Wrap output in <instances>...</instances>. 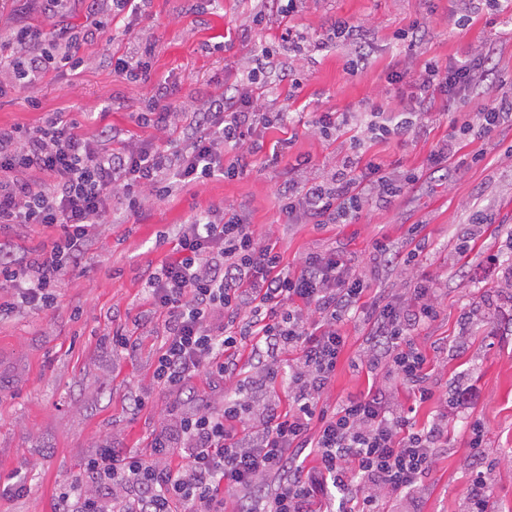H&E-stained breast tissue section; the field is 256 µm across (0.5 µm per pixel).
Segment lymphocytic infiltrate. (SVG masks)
Masks as SVG:
<instances>
[{
  "instance_id": "obj_1",
  "label": "lymphocytic infiltrate",
  "mask_w": 512,
  "mask_h": 512,
  "mask_svg": "<svg viewBox=\"0 0 512 512\" xmlns=\"http://www.w3.org/2000/svg\"><path fill=\"white\" fill-rule=\"evenodd\" d=\"M48 28L0 32V79L12 88L35 91L49 71L75 70L82 61L66 22L70 0H39ZM302 0H261L241 27L242 40L282 22L278 42L297 47L304 35L290 20ZM136 0H93L87 35L105 34L109 24L137 14ZM262 69L249 70L239 84L199 100L191 122L184 107L163 95L140 114L148 137L114 147L110 125L86 136L80 124L62 115L34 129L0 127V230L21 224H57L62 236L49 250L26 258L0 248V318L20 310H49L62 278L83 256L95 225L109 223L112 200L125 212L169 196L183 184L213 177L233 179L248 166L247 150L266 131L288 128L285 106L271 111L261 103ZM407 86L403 111L378 123L372 106L367 133L382 136L412 130L436 103L465 111L474 86H496L492 58L483 53L445 67L428 61L392 74ZM191 132L179 137L182 125ZM41 174L28 180L27 172ZM410 175L384 172L376 159L346 164L329 181L298 183L286 178L277 190L279 212L289 224H340L359 216L369 200L382 203L413 183ZM175 256L144 283L152 306L164 317L165 339L152 373L154 385L180 392L204 375L221 387L220 408L170 410L146 459L101 446L83 478L64 481L62 512H224L237 498L239 512H383L388 499H412L430 472L448 431L440 413L420 426L395 409L391 392L326 407L321 403L336 372L345 340L339 324L358 313L364 281L339 256L308 253L297 269L283 266L276 241L259 240L241 209L201 212L184 225ZM435 290L417 282L410 303L379 297L373 305L374 331L369 368L387 367L419 401L432 398L427 359L411 333L437 316ZM250 344L254 360L239 376V349ZM300 352L289 366V410H282L274 384L282 351ZM178 450L173 469L165 459ZM315 456L306 466L304 453Z\"/></svg>"
}]
</instances>
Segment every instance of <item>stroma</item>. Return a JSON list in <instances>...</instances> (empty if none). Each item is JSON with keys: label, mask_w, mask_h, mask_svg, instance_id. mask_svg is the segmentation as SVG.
Wrapping results in <instances>:
<instances>
[{"label": "stroma", "mask_w": 512, "mask_h": 512, "mask_svg": "<svg viewBox=\"0 0 512 512\" xmlns=\"http://www.w3.org/2000/svg\"><path fill=\"white\" fill-rule=\"evenodd\" d=\"M257 0H143L134 32L111 27L106 39L83 42L84 64L67 73L49 72L30 104L23 92L0 96V126L35 128L53 113L77 119L86 135L110 124L118 139L146 131L137 116L170 87L182 103L222 93L239 82L241 63L253 43L237 30ZM457 0H307L293 22L308 31L303 86L293 104L301 120L295 139L275 165L267 156L280 131H268L264 145L237 178L188 183L165 200L146 205L120 223L97 226L80 262L66 275L57 306L45 312H16L0 319V354L15 372L0 381V512H59L63 479L80 478L100 445L149 454L152 435L170 407L185 398L152 388V371L162 345L164 322L143 289L147 273L173 258L179 229L214 207L244 208L257 235L274 231L282 263L295 268L310 252L334 253L365 282V306L378 296L407 295L419 279L437 287L438 317L413 339L432 372L434 399L414 405L399 378L369 371L365 355L372 323L362 315L342 322L344 351L322 401L335 405L383 386L395 404L414 407L417 423L436 417L442 398L469 388V408H450L448 433L432 470L412 503L413 512H465L471 476L470 426L484 431L482 468L487 469L494 512H512V126L484 138L457 137L473 120L470 112H449L424 130L368 142V155L386 171L415 172L418 179L390 202L369 203L350 224H288L276 191L281 174L295 168L304 183L323 180L351 156L350 130L323 135L312 126L319 112H350L376 101L389 112L402 108L392 73L410 63L446 65L493 50L499 79L512 83V15L487 24L478 17L461 29L454 24ZM342 16L363 26L369 62L347 68L354 49L330 43L324 24ZM425 27L415 57L396 40L412 21ZM149 55L147 81L131 84L112 71L113 54ZM456 152L442 172L428 167L431 152L449 138ZM487 214L471 223L474 212ZM62 233L56 224H26L0 234V244L25 255L49 248ZM385 241L408 252L425 247L411 266L386 265L375 252ZM125 325L134 350H112V328ZM150 391L146 406L128 409L132 392ZM24 475L22 492L10 489Z\"/></svg>", "instance_id": "obj_1"}]
</instances>
